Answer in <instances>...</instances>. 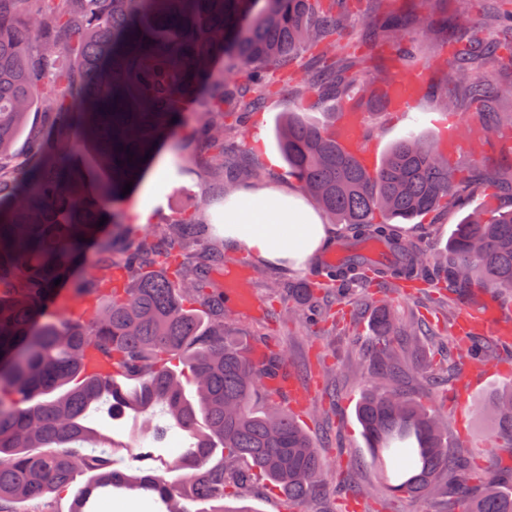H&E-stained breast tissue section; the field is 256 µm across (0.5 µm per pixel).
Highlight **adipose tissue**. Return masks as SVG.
I'll list each match as a JSON object with an SVG mask.
<instances>
[{"label":"adipose tissue","mask_w":512,"mask_h":512,"mask_svg":"<svg viewBox=\"0 0 512 512\" xmlns=\"http://www.w3.org/2000/svg\"><path fill=\"white\" fill-rule=\"evenodd\" d=\"M224 235L234 247L291 260L298 269L327 238L320 216L299 192L275 185L248 186L229 194Z\"/></svg>","instance_id":"1"}]
</instances>
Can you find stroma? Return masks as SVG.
Segmentation results:
<instances>
[{
  "label": "stroma",
  "mask_w": 512,
  "mask_h": 512,
  "mask_svg": "<svg viewBox=\"0 0 512 512\" xmlns=\"http://www.w3.org/2000/svg\"><path fill=\"white\" fill-rule=\"evenodd\" d=\"M349 8L351 17L337 34V45L358 55L369 54L371 69L397 76L402 75L403 68L390 44L383 42L374 49H366L363 34L368 22L390 15L402 19L411 33L417 32L419 22L430 20L434 23L431 36L419 40V66L427 75V91L409 111H387L382 105L385 87L380 83L363 90L354 89L351 93L376 159H383L408 133L437 142L454 127L465 140L464 147L454 158L456 166L467 169L476 162L481 168L492 170L512 161V127L502 126L494 135L486 137L481 133L483 120L477 106L466 104L449 111L440 104L444 84L441 64L452 58L459 43L467 42L481 49L504 37L502 28L486 22L482 4H475L472 23L462 27L451 23L455 0H351ZM317 54V49L311 48L293 59L288 67L287 81L273 84L261 112L245 125L232 127L228 136L229 148L242 146L249 150L263 172L265 183L289 190L298 187L276 145V130L285 112H300L308 121L321 125L336 121L335 99L315 95L300 99L294 94L295 86L303 83ZM210 98L209 91H195L190 104L182 109L180 129L168 137L152 158L156 164L170 161L175 185L163 194L149 223L134 221V209L148 182L149 171H142L130 193L122 196L114 210L123 217L128 236L140 239L176 223L182 216L194 215L214 226L209 249L235 258L240 256V249L225 242L224 227L216 222L217 214L224 210V203L222 199L211 200L206 196L216 178L209 163L211 149L204 139L193 134L194 128L209 117ZM485 202V197L478 195L467 205L438 210L397 225L396 231L403 237L422 240L428 252L436 255L447 250L455 225ZM248 261L251 267L248 288L259 301L261 310L253 314L225 308V323L240 343L250 346L261 343L271 350L287 349L290 368L299 374L297 383L302 391V408L298 418L301 424L316 443L321 441L324 431H331L334 443L332 447L322 449V456L336 461L341 470H353L357 481L373 493L372 499H358L344 509L336 499L317 496L309 501L306 512H436L435 504L428 498L409 500L385 495L376 471L364 464L369 450L356 417V407L370 384L368 360L362 353V346L372 334L373 308L367 307L352 315L347 313L345 320L349 330L344 335H317L298 322L282 319V295L278 289L279 284L288 281L311 279L317 268L316 262L292 270L287 263L253 255ZM393 307L406 317L415 312L424 314L441 335L449 337L461 333L457 319L449 318L447 307L439 303L436 293L419 290L414 298L395 300ZM511 380L505 375H488L462 398L457 395L459 382L455 379L449 380L444 392L440 393L431 388L426 374L419 373L411 376L410 387L422 400L439 403L448 418L452 437L479 452L478 463L484 466L488 458L483 451L493 445V427L490 421L474 414L473 405Z\"/></svg>",
  "instance_id": "obj_1"
}]
</instances>
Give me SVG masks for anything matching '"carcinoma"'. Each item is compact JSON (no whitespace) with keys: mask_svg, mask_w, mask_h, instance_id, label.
I'll return each mask as SVG.
<instances>
[{"mask_svg":"<svg viewBox=\"0 0 512 512\" xmlns=\"http://www.w3.org/2000/svg\"><path fill=\"white\" fill-rule=\"evenodd\" d=\"M348 10L336 0H0V512L77 486L71 512L112 491L135 492L152 512H252L226 503L246 487L232 480L224 460H244L288 501V512L328 485V464L291 412L263 398L260 378L287 375L285 354L264 367L224 326V297L212 275L224 254L202 251L212 230L192 216L116 254L103 240L116 219L120 183L152 152L155 137L180 120L200 84L212 83L210 120L198 129L223 174L220 194L245 171L247 155L224 150L226 118L246 123L263 107L271 71L304 47L333 45ZM387 18L371 24L364 42L392 40L407 66L415 54ZM467 46L448 61L442 102L459 95L486 98L484 81L470 72ZM241 81H212L213 68ZM382 71L324 54L298 95L328 93L344 100L350 89L387 82ZM45 125L29 141L22 172L7 161L29 114ZM278 149L301 187L347 225L338 248L376 239L381 260L352 256L317 269L327 285L346 290L375 278L393 292L405 284H444L465 300L486 293L512 297V210L486 204L454 229L448 259L436 261L393 225L461 201L474 185L439 145L410 133L371 171L336 143L332 128L288 111ZM106 224L98 226L101 217ZM86 267L88 277L74 279ZM59 285H54L55 280ZM92 303L90 316L45 318L64 286ZM313 282L288 284V317L311 316L336 329L334 313ZM415 319L400 322L376 309L369 352L370 387L356 416L371 463L387 470L391 448L408 463L383 487L394 496L448 501V512H512V467L475 471L467 454L451 450L448 419L402 390L411 360ZM106 355L111 371L82 373L84 350ZM455 367L502 361L500 350L471 334L456 338ZM132 412L151 432L154 447L118 440L96 426L98 409ZM493 419L497 446L512 449V386L475 406ZM178 429L190 439L175 457L160 447Z\"/></svg>","mask_w":512,"mask_h":512,"instance_id":"carcinoma-1","label":"carcinoma"}]
</instances>
